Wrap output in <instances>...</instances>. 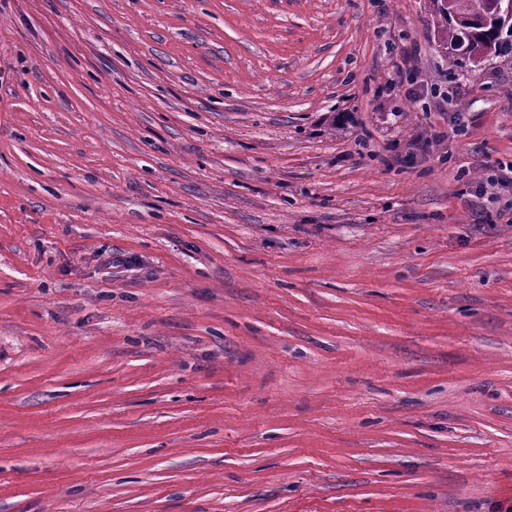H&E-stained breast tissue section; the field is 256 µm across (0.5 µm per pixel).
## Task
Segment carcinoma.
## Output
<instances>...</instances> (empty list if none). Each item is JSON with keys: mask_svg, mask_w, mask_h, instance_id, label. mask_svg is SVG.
<instances>
[{"mask_svg": "<svg viewBox=\"0 0 512 512\" xmlns=\"http://www.w3.org/2000/svg\"><path fill=\"white\" fill-rule=\"evenodd\" d=\"M437 51L453 68H476L512 52V17L487 13L479 0H430Z\"/></svg>", "mask_w": 512, "mask_h": 512, "instance_id": "carcinoma-1", "label": "carcinoma"}]
</instances>
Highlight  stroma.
I'll list each match as a JSON object with an SVG mask.
<instances>
[{"instance_id": "stroma-1", "label": "stroma", "mask_w": 512, "mask_h": 512, "mask_svg": "<svg viewBox=\"0 0 512 512\" xmlns=\"http://www.w3.org/2000/svg\"><path fill=\"white\" fill-rule=\"evenodd\" d=\"M510 163L429 0H0V512H512ZM510 189L512 190V164L493 168L492 174L488 176L485 182H480L476 186V190L472 194L476 201L474 206L487 209L485 202L491 204L493 200L499 197L501 191H509Z\"/></svg>"}]
</instances>
